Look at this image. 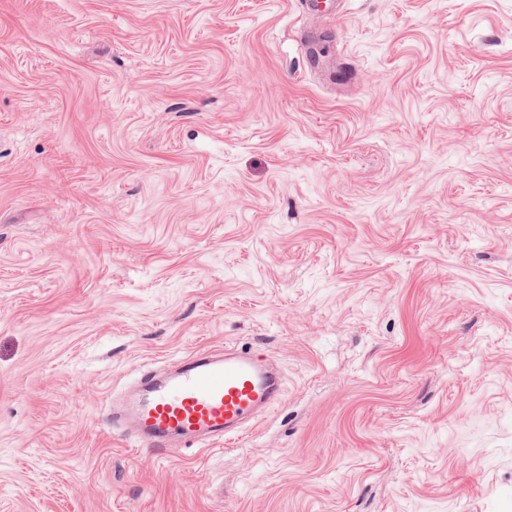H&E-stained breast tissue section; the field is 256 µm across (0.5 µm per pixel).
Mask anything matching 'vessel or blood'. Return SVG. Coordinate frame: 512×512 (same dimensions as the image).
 Returning <instances> with one entry per match:
<instances>
[{
    "label": "vessel or blood",
    "instance_id": "b4317fda",
    "mask_svg": "<svg viewBox=\"0 0 512 512\" xmlns=\"http://www.w3.org/2000/svg\"><path fill=\"white\" fill-rule=\"evenodd\" d=\"M140 383L125 410L133 443L161 454L176 435L214 442L237 436L281 392V380L263 355L232 349L221 357L197 351L173 373L160 377L150 370Z\"/></svg>",
    "mask_w": 512,
    "mask_h": 512
}]
</instances>
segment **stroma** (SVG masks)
I'll use <instances>...</instances> for the list:
<instances>
[{"mask_svg":"<svg viewBox=\"0 0 512 512\" xmlns=\"http://www.w3.org/2000/svg\"><path fill=\"white\" fill-rule=\"evenodd\" d=\"M0 0V512H512V0ZM280 365L232 443L104 402Z\"/></svg>","mask_w":512,"mask_h":512,"instance_id":"35a3bbf8","label":"stroma"}]
</instances>
